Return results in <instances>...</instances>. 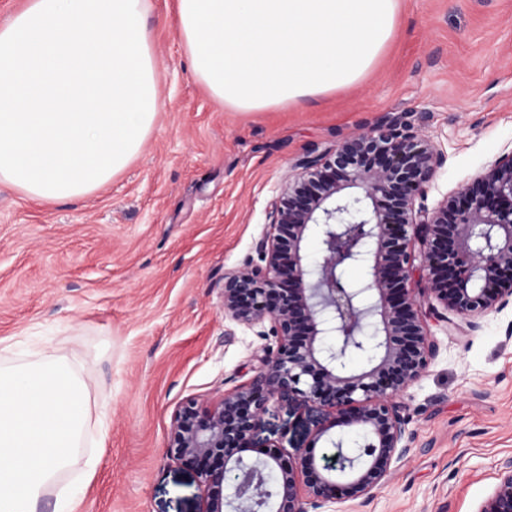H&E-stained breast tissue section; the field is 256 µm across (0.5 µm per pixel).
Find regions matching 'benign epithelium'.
<instances>
[{
    "label": "benign epithelium",
    "instance_id": "1",
    "mask_svg": "<svg viewBox=\"0 0 512 512\" xmlns=\"http://www.w3.org/2000/svg\"><path fill=\"white\" fill-rule=\"evenodd\" d=\"M443 162L395 120L343 139L327 159L307 157L270 202L269 230L255 246L260 264L224 275V315L261 328L276 347L262 349L256 374L214 406L191 398L172 418L170 453L197 472L200 512H321L368 497L408 451L399 396L438 352L408 282L424 280L460 318L459 332L512 298V151L437 211L415 208ZM410 227L417 258L408 251ZM312 232L321 259L307 263L302 242ZM348 265L366 268L368 278L346 284ZM349 352L367 355V365L348 369ZM290 396L331 410L317 437L357 427L361 442L332 465L277 447L248 455L270 403ZM478 512H512V458Z\"/></svg>",
    "mask_w": 512,
    "mask_h": 512
}]
</instances>
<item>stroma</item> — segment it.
<instances>
[{"label":"stroma","instance_id":"1","mask_svg":"<svg viewBox=\"0 0 512 512\" xmlns=\"http://www.w3.org/2000/svg\"><path fill=\"white\" fill-rule=\"evenodd\" d=\"M162 109L140 153L94 193L39 202L0 184V365L44 347L96 382L82 455L99 456L77 512H198L195 472L169 453L175 410L246 383L272 336L224 316L226 272L257 261L268 204L307 155L397 117L443 155L417 196L438 210L512 151V0H398L387 49L360 83L263 112L215 100L177 31L146 0ZM436 357L406 388L407 453L369 499L328 512H478L512 457V301L455 333L412 280ZM320 406L272 403L256 448L334 452Z\"/></svg>","mask_w":512,"mask_h":512}]
</instances>
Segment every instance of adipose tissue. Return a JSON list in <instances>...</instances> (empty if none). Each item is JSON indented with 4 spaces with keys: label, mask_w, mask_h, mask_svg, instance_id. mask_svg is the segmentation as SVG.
Here are the masks:
<instances>
[{
    "label": "adipose tissue",
    "mask_w": 512,
    "mask_h": 512,
    "mask_svg": "<svg viewBox=\"0 0 512 512\" xmlns=\"http://www.w3.org/2000/svg\"><path fill=\"white\" fill-rule=\"evenodd\" d=\"M398 0H176L196 78L264 111L359 82ZM144 0H25L0 25V183L89 195L140 152L161 109ZM95 384L53 353L0 368V512H42L83 443Z\"/></svg>",
    "instance_id": "obj_1"
}]
</instances>
